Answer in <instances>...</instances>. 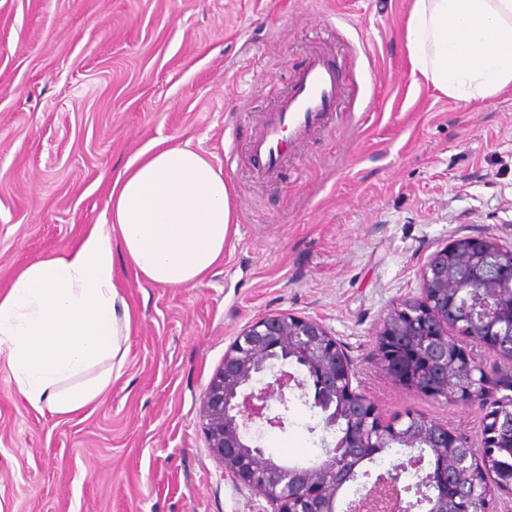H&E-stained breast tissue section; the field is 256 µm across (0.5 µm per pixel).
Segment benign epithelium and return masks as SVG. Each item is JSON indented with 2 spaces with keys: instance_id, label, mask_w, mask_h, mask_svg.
<instances>
[{
  "instance_id": "benign-epithelium-1",
  "label": "benign epithelium",
  "mask_w": 512,
  "mask_h": 512,
  "mask_svg": "<svg viewBox=\"0 0 512 512\" xmlns=\"http://www.w3.org/2000/svg\"><path fill=\"white\" fill-rule=\"evenodd\" d=\"M418 297L390 311L377 333L384 368L402 385L426 397L465 401L484 407L482 443L463 441L447 425L407 412L386 419L352 386V363L341 343L320 322L282 312L247 326L224 353L201 401L200 417L215 458L239 484L261 494L272 512H335L336 492L356 478L359 459L368 452L399 445L410 449L395 470L364 485L350 512H412L406 500L412 486L403 474L424 472L425 448L447 460L448 449L461 448L458 466L478 462L483 479L471 494L504 503L512 512V475L503 480L492 469L486 441L512 435V402L496 396L493 379L465 347H483L502 372H512V243L463 237L439 246L420 270ZM303 391L322 409L325 428H336V412L347 428L337 447L311 467L288 468L264 456L250 441V426L281 428L283 417L272 405L287 406L288 391Z\"/></svg>"
}]
</instances>
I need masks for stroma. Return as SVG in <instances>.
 I'll use <instances>...</instances> for the list:
<instances>
[{
    "label": "stroma",
    "instance_id": "obj_1",
    "mask_svg": "<svg viewBox=\"0 0 512 512\" xmlns=\"http://www.w3.org/2000/svg\"><path fill=\"white\" fill-rule=\"evenodd\" d=\"M412 0H0V290L77 244L111 184L157 140L215 156L238 233L201 283L115 280L133 314L120 375L69 416L40 412L0 355V512H265L207 446L201 398L252 322L287 312L342 344L384 417L412 411L477 439L482 413L407 389L382 367L383 318L465 236L512 242V87L468 104L414 80ZM358 87L278 174L247 145L308 51ZM256 443L284 465L334 434L293 390Z\"/></svg>",
    "mask_w": 512,
    "mask_h": 512
}]
</instances>
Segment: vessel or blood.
Masks as SVG:
<instances>
[{
  "mask_svg": "<svg viewBox=\"0 0 512 512\" xmlns=\"http://www.w3.org/2000/svg\"><path fill=\"white\" fill-rule=\"evenodd\" d=\"M345 94L344 81L324 52L311 51L275 109L258 121L249 155L256 169L271 175L293 144L320 131Z\"/></svg>",
  "mask_w": 512,
  "mask_h": 512,
  "instance_id": "1",
  "label": "vessel or blood"
}]
</instances>
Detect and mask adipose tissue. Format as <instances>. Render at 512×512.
<instances>
[{"instance_id":"obj_1","label":"adipose tissue","mask_w":512,"mask_h":512,"mask_svg":"<svg viewBox=\"0 0 512 512\" xmlns=\"http://www.w3.org/2000/svg\"><path fill=\"white\" fill-rule=\"evenodd\" d=\"M405 42L413 73L456 101L512 87V0H413ZM237 223L234 188L211 157L187 142L141 151L78 246L22 267L0 293V354L29 405L79 412L123 367L131 314L116 254L145 283L193 287L223 260Z\"/></svg>"}]
</instances>
